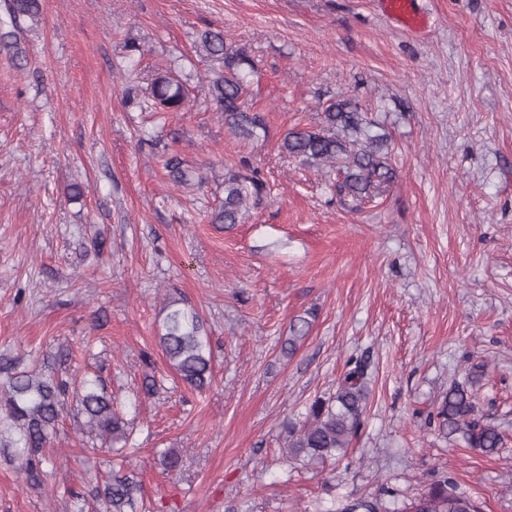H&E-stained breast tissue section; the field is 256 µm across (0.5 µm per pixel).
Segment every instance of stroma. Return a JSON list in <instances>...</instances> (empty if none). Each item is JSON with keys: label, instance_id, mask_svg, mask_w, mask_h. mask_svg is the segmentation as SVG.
Listing matches in <instances>:
<instances>
[{"label": "stroma", "instance_id": "obj_1", "mask_svg": "<svg viewBox=\"0 0 512 512\" xmlns=\"http://www.w3.org/2000/svg\"><path fill=\"white\" fill-rule=\"evenodd\" d=\"M39 4L35 23L0 0V357L30 368L65 351L67 369L98 372L151 512H342L359 497L403 512L444 475L480 512H512V0H424L421 32L375 0ZM216 28L255 63L265 137L236 139L211 99L220 65L199 37ZM167 73L189 99L157 113ZM339 95L394 146L395 179L360 203L278 148ZM172 156L201 183L170 181ZM243 158L267 197L227 229L212 215ZM169 296L210 337L203 391L157 346ZM352 357L368 402L346 455L287 456L289 424ZM479 362V408L505 442L491 456L428 422ZM167 448L179 471L160 465ZM46 456L33 485L0 448V512H105L112 456L83 447L73 411Z\"/></svg>", "mask_w": 512, "mask_h": 512}]
</instances>
